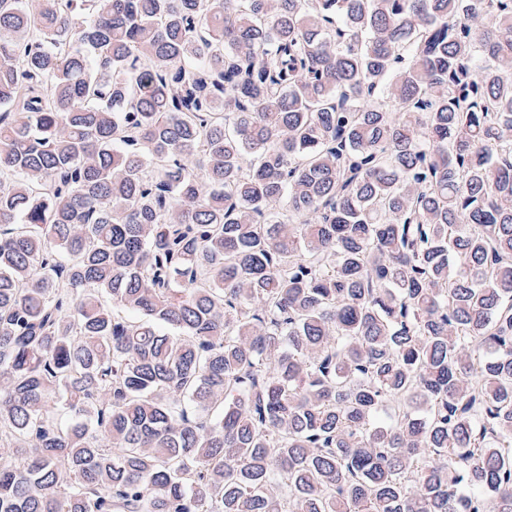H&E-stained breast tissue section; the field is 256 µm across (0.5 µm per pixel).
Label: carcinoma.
Masks as SVG:
<instances>
[{
  "label": "carcinoma",
  "mask_w": 512,
  "mask_h": 512,
  "mask_svg": "<svg viewBox=\"0 0 512 512\" xmlns=\"http://www.w3.org/2000/svg\"><path fill=\"white\" fill-rule=\"evenodd\" d=\"M0 512H512V0H0Z\"/></svg>",
  "instance_id": "carcinoma-1"
}]
</instances>
